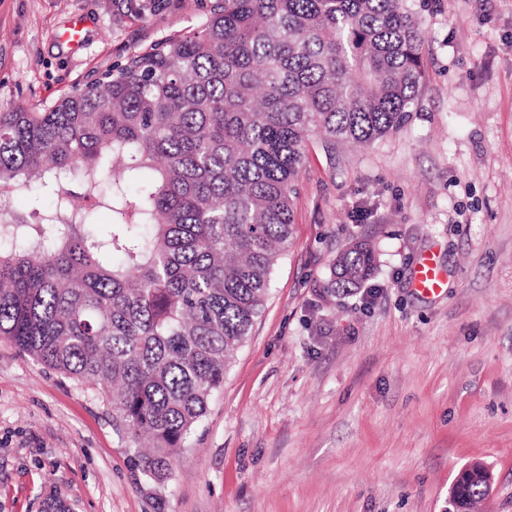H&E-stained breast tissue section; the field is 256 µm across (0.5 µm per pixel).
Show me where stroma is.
<instances>
[{"label": "stroma", "mask_w": 512, "mask_h": 512, "mask_svg": "<svg viewBox=\"0 0 512 512\" xmlns=\"http://www.w3.org/2000/svg\"><path fill=\"white\" fill-rule=\"evenodd\" d=\"M220 0H0V109L45 111ZM411 118L369 147H308L264 310L167 483L93 392L0 338V512H448L460 470L512 512V0H408ZM79 49L63 40L76 19ZM371 280L316 288L350 238ZM435 253L441 295L412 286Z\"/></svg>", "instance_id": "1"}]
</instances>
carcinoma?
I'll return each mask as SVG.
<instances>
[{
  "label": "carcinoma",
  "mask_w": 512,
  "mask_h": 512,
  "mask_svg": "<svg viewBox=\"0 0 512 512\" xmlns=\"http://www.w3.org/2000/svg\"><path fill=\"white\" fill-rule=\"evenodd\" d=\"M422 42L405 0H224L47 111H1L0 200L31 213L0 203V338L91 385L166 482L288 250L308 143L404 126ZM375 268L352 242L320 296ZM487 473L467 466L448 512H474Z\"/></svg>",
  "instance_id": "carcinoma-1"
}]
</instances>
